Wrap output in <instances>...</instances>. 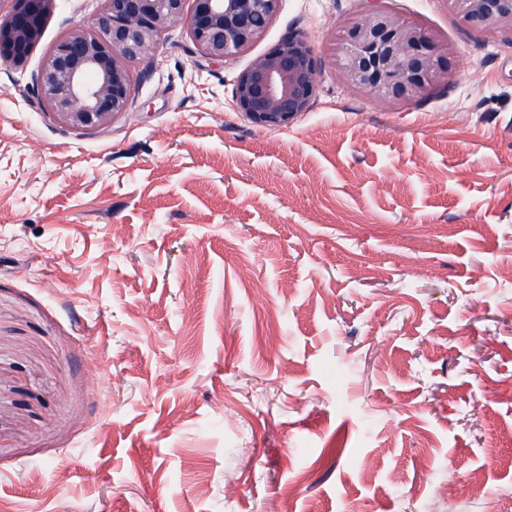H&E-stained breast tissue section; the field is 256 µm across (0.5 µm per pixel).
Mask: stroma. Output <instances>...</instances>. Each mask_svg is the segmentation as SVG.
I'll list each match as a JSON object with an SVG mask.
<instances>
[{
    "label": "stroma",
    "mask_w": 512,
    "mask_h": 512,
    "mask_svg": "<svg viewBox=\"0 0 512 512\" xmlns=\"http://www.w3.org/2000/svg\"><path fill=\"white\" fill-rule=\"evenodd\" d=\"M385 4L448 47L423 101L338 76L365 0L223 61L175 28L98 133L0 66V512H512V30ZM294 29L314 104L254 126L234 81Z\"/></svg>",
    "instance_id": "35a3bbf8"
}]
</instances>
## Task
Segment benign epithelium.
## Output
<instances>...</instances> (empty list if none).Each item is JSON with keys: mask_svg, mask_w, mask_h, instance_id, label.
Instances as JSON below:
<instances>
[{"mask_svg": "<svg viewBox=\"0 0 512 512\" xmlns=\"http://www.w3.org/2000/svg\"><path fill=\"white\" fill-rule=\"evenodd\" d=\"M13 2L9 14H0V63L22 69L42 40L56 0ZM280 2L103 0L89 23L67 29L45 53L34 77L44 112L74 131L107 127L129 111L136 66L150 59L167 31L187 29L199 54L222 60L261 39ZM366 2L365 12L335 43L339 76L385 102L423 99L447 83L448 48L425 28L400 20L383 0ZM448 2L475 27L512 28V0ZM319 73L314 40L295 29L239 73L233 105L258 127H286L311 109Z\"/></svg>", "mask_w": 512, "mask_h": 512, "instance_id": "7a95c632", "label": "benign epithelium"}]
</instances>
